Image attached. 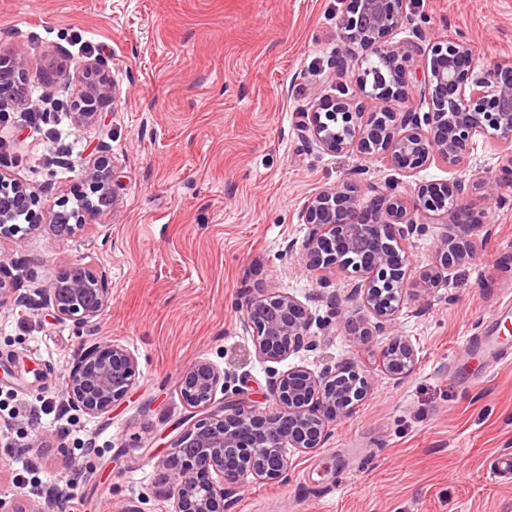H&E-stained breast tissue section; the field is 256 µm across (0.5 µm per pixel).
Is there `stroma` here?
Wrapping results in <instances>:
<instances>
[{
    "instance_id": "stroma-1",
    "label": "stroma",
    "mask_w": 512,
    "mask_h": 512,
    "mask_svg": "<svg viewBox=\"0 0 512 512\" xmlns=\"http://www.w3.org/2000/svg\"><path fill=\"white\" fill-rule=\"evenodd\" d=\"M345 0H0V49L32 71L79 62L78 43L100 48L118 88L97 123L67 135L68 114L41 127L12 119L5 171L26 181L40 206L74 204L83 169L107 157L117 198L112 218L73 235L49 227L1 237L20 292L45 286L77 262L107 269L112 301L97 341L136 356L139 375L111 410L90 417L46 411L60 397L83 339L32 303L0 304V486H14L21 444L41 436L32 463L48 486L74 467L84 477L67 512H167L162 459L184 428L180 374L207 360L230 377L229 395L264 405L270 374L354 362L370 391L331 425L324 447L292 453L290 478L249 479L225 512H512V321L499 330L506 358L468 343L512 299V181L486 205L479 244L421 316L404 312L387 335L352 344L324 302L320 279L289 252L308 232L303 208L318 190L362 169V182L415 185L452 178L433 164L407 177L380 162L317 148L305 128L321 96H355L334 82L330 58ZM434 34L467 37L481 67L512 63V0H412ZM290 293L318 319L313 350L263 360L241 324L249 296ZM419 350L417 370L396 381L380 366L390 339Z\"/></svg>"
}]
</instances>
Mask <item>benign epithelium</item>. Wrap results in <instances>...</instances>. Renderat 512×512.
<instances>
[{
	"label": "benign epithelium",
	"mask_w": 512,
	"mask_h": 512,
	"mask_svg": "<svg viewBox=\"0 0 512 512\" xmlns=\"http://www.w3.org/2000/svg\"><path fill=\"white\" fill-rule=\"evenodd\" d=\"M403 29L409 32L407 40L387 41ZM336 37L330 68L338 78L354 73L360 95H330L314 105L307 131L320 149L353 153L407 176L433 162L457 169L481 142L508 155L498 175L489 179L459 176L420 184L410 193L370 182L365 198L350 180L308 199L302 220L309 232L302 242H289L288 250L299 251L314 270L333 269L342 276L343 292L322 291L316 298L326 301L339 318L350 303L366 310L368 316L345 322L350 341L365 344L396 323L411 272H417L418 315L448 283L451 272L475 256L476 241L468 231L483 227L487 216L470 197L476 190L494 197L500 183L512 180V65L476 68L470 42L460 34L434 36L425 19L416 18L411 0H346ZM420 55L426 79L419 103L389 111L383 103L405 98ZM33 77L51 93L76 86L77 101L83 103L72 113L78 129L96 123L99 104L116 96L104 62L34 75L24 58L0 50V108L18 105V88ZM113 173L114 166L103 158L87 168L90 194L81 199L76 224L115 212ZM0 197L26 210L30 230L47 220L57 236L74 231L71 224L57 223V212L34 210L36 201L28 187L1 172ZM419 216L449 219L448 232L427 263L416 262L408 249L411 239L427 231ZM14 221V210L0 208V236L18 232ZM36 294L37 303L56 322H69L89 335L110 301L108 275L71 263ZM316 321L308 305L289 293L247 300L242 318L243 327L252 329L259 357L272 362L312 350ZM418 361V351L408 339L395 338L381 351L380 366L395 380L411 376ZM137 371V359L128 347L95 342L83 348L70 367L63 395L71 408L95 417L127 395ZM180 388L189 407L204 411L215 402L217 391L225 390V373L209 361H197L182 371ZM368 391L367 377L356 365L327 366L318 372L297 366L269 378V404L264 408L227 397L222 415L190 416L163 460L171 512H224L227 498L248 478L287 480L290 452L324 447L330 424L351 416ZM0 512H45V507L15 489L8 499L0 492Z\"/></svg>",
	"instance_id": "7a95c632"
}]
</instances>
